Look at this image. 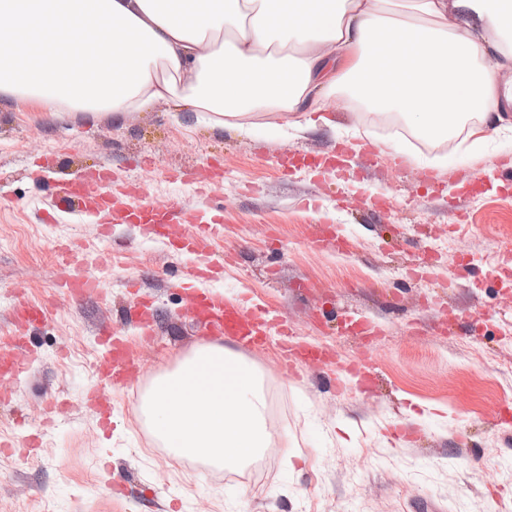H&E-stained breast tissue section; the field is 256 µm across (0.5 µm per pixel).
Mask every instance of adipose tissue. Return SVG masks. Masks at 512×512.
<instances>
[{
	"instance_id": "1",
	"label": "adipose tissue",
	"mask_w": 512,
	"mask_h": 512,
	"mask_svg": "<svg viewBox=\"0 0 512 512\" xmlns=\"http://www.w3.org/2000/svg\"><path fill=\"white\" fill-rule=\"evenodd\" d=\"M512 0H0V100L49 115L120 120L150 103L208 115L214 128L265 109L331 126L314 89L346 88L398 113L424 140L474 117L504 129Z\"/></svg>"
}]
</instances>
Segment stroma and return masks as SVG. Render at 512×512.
<instances>
[{"instance_id":"stroma-1","label":"stroma","mask_w":512,"mask_h":512,"mask_svg":"<svg viewBox=\"0 0 512 512\" xmlns=\"http://www.w3.org/2000/svg\"><path fill=\"white\" fill-rule=\"evenodd\" d=\"M335 97L332 130L296 128L297 112L218 130L193 112L174 119L163 102L121 123L0 101V331L18 294L52 310L24 336L29 370L0 395V442L35 438L26 461L0 451V512H512V390L500 376L512 365V287L490 274L512 239V132L422 146L380 131L343 90ZM495 159L502 170L488 172ZM103 169L113 196L141 177L150 205L219 210L223 237L208 247L223 273L210 289L246 297L325 350L297 379L280 370L276 337L248 355L272 434L263 486L244 470L216 481L215 467L173 456L144 423L154 377L205 339L182 287L188 261L167 240H141L132 224L103 239L76 205L47 221L53 190ZM201 176L215 182L207 201L194 192ZM326 224L353 240L352 254L307 247ZM437 237L453 250L432 280L408 277ZM61 243L111 254L98 294L77 301L58 287ZM472 247L482 262L466 263ZM129 280L153 298V328L131 318ZM105 323L145 365L105 389L106 427L85 398L107 357ZM470 343L481 359H466ZM364 351L372 393L330 390L328 375ZM491 460L492 487L479 475Z\"/></svg>"}]
</instances>
